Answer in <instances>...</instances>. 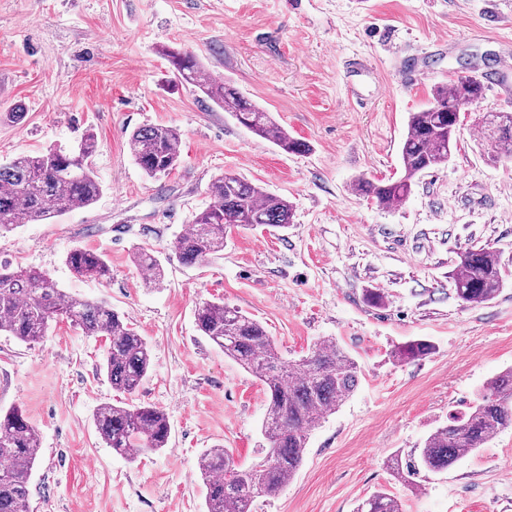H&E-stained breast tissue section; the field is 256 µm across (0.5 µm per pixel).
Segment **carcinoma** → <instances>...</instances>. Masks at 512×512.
<instances>
[{
	"instance_id": "carcinoma-1",
	"label": "carcinoma",
	"mask_w": 512,
	"mask_h": 512,
	"mask_svg": "<svg viewBox=\"0 0 512 512\" xmlns=\"http://www.w3.org/2000/svg\"><path fill=\"white\" fill-rule=\"evenodd\" d=\"M162 54L175 82L198 88L256 135L286 153L310 149L238 89L208 79L194 55L172 46ZM473 96L471 83L461 78L436 87L432 101L410 114L400 145L401 175L388 181L361 179L355 189L385 208L402 204L418 175L448 163L458 145L460 107L473 103ZM180 141L176 128L156 125L132 131L128 146L140 168L154 177L176 167ZM95 153L96 140L89 134L75 150L50 148L0 164V235L21 222H41L92 205L101 193L94 172ZM209 191L213 202L175 240L174 250L185 265L223 252L224 235L231 227L286 228L292 221V205L286 199L241 177L219 175ZM135 260L148 274V285L162 280V268L149 250L136 252ZM66 262L80 278L108 274L105 260L81 247L68 252ZM450 279L458 299L477 305L496 296L504 284V271L492 247L473 246L460 254ZM60 318L87 336L106 337L104 372L112 389L128 395L138 390L150 370L152 348L131 324L102 302L71 297L43 271L0 266V331L30 343L45 336ZM196 324L202 336L265 388L267 408L261 432L268 445L266 457L243 468L229 449L216 445L202 453L198 464L206 512H252L255 498L274 496L293 479L308 432L354 392L360 368L333 340L319 343L308 357L286 360L258 321L222 302L200 306ZM433 350L430 342L413 340L397 347L392 358L403 363ZM95 426L106 447L130 461L145 451L167 447L171 430L160 409L121 401L101 406ZM507 428H512V368L489 380L470 411L438 427L416 455L404 462L396 454L388 467L394 477L409 483L422 469H448ZM39 452V435L23 410L14 407L0 413V512H30V477ZM356 512H401V507L395 496L380 491L365 499Z\"/></svg>"
}]
</instances>
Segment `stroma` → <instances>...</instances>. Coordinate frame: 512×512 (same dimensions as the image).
Wrapping results in <instances>:
<instances>
[{
    "label": "stroma",
    "mask_w": 512,
    "mask_h": 512,
    "mask_svg": "<svg viewBox=\"0 0 512 512\" xmlns=\"http://www.w3.org/2000/svg\"><path fill=\"white\" fill-rule=\"evenodd\" d=\"M163 46L195 55L309 151L286 153L198 89L168 85ZM509 51L512 0H0V161L91 134L102 186L89 207L15 225L0 237V263L105 301L153 349L126 398L101 369L104 337L64 319L31 343L0 333V409L22 408L41 439L31 512H205V449L224 445L246 466L265 457L261 382L196 327L211 301L259 321L285 359L330 338L361 368L354 393L311 429L294 478L253 512H356L378 491L402 512H512L511 428L410 485L385 466L512 367V160L479 139L485 113L512 112V69L499 67ZM471 72L485 76V95L462 107L448 163L419 175L396 207L355 191L357 179L399 176L410 113ZM18 105L17 123L5 113ZM151 125L182 133L179 164L156 179L128 146ZM221 173L288 199L292 222L232 228L222 255L183 265L174 241ZM475 245L497 250L505 281L468 305L449 273ZM79 246L103 256L107 278L72 274L65 259ZM141 247L164 270L159 286L135 263ZM372 291L382 305L368 302ZM416 339L433 353L395 362L392 350ZM125 398L166 413L167 448L132 462L105 447L94 415Z\"/></svg>",
    "instance_id": "stroma-1"
}]
</instances>
